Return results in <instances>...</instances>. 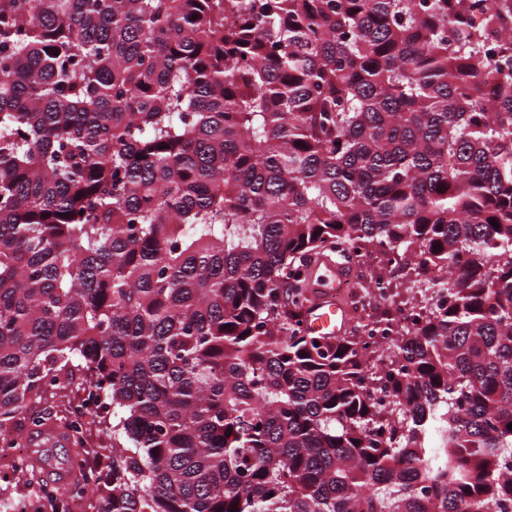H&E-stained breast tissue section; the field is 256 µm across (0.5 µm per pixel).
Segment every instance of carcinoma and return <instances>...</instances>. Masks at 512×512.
Here are the masks:
<instances>
[{
    "label": "carcinoma",
    "mask_w": 512,
    "mask_h": 512,
    "mask_svg": "<svg viewBox=\"0 0 512 512\" xmlns=\"http://www.w3.org/2000/svg\"><path fill=\"white\" fill-rule=\"evenodd\" d=\"M474 0H0V440L53 512H512V33ZM419 260L369 347L313 256ZM418 314L397 327L393 312ZM479 5V10L477 12V19L474 26V38L482 43L486 48L491 51L495 48L496 43L500 39L503 31L511 26L510 21L508 24L499 22L497 25L488 26L483 24L482 22V12L487 9L490 2L487 0H475ZM304 318L315 332L335 336L344 329L346 311L329 297H314L305 308ZM81 393L82 391L78 393L77 385H74L63 392H58L56 395H48L41 403H35L30 408L33 412H51L50 416H46L51 417L48 420L49 427L52 428L50 430H60L63 433L64 430L59 419L65 415L66 409H69L72 403L76 404L77 398Z\"/></svg>",
    "instance_id": "carcinoma-1"
}]
</instances>
